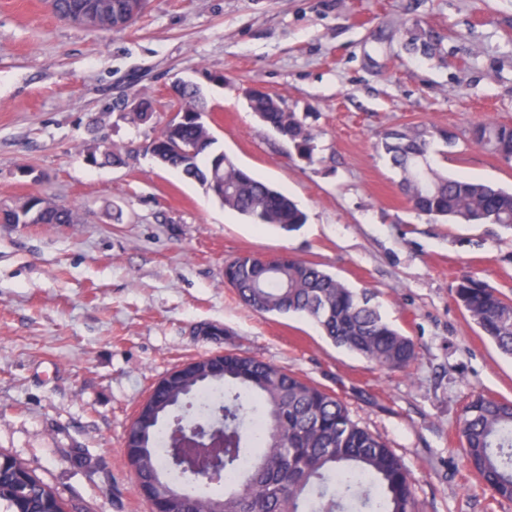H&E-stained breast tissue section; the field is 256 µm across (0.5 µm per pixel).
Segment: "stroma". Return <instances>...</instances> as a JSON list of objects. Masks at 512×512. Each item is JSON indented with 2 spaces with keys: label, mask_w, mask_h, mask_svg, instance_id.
<instances>
[{
  "label": "stroma",
  "mask_w": 512,
  "mask_h": 512,
  "mask_svg": "<svg viewBox=\"0 0 512 512\" xmlns=\"http://www.w3.org/2000/svg\"><path fill=\"white\" fill-rule=\"evenodd\" d=\"M180 78L201 85L216 149L305 212L298 231L156 164ZM253 86L302 120L312 160L250 112ZM482 121L512 124V0H145L107 32L0 0V206L40 193L78 216L0 224V453L74 512H149L123 450L137 408L177 367L234 350L335 392L412 471L421 512H512L464 467L458 433L473 393L512 400V356L453 298L465 273L512 297V230L418 215L375 148L387 127L444 129L457 145L435 142L433 166L512 188V166L468 140ZM98 144L122 164L87 162ZM284 252L366 292L416 361L380 367L225 287V260Z\"/></svg>",
  "instance_id": "obj_1"
}]
</instances>
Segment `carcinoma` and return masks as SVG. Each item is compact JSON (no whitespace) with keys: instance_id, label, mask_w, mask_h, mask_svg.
Returning <instances> with one entry per match:
<instances>
[{"instance_id":"cac0c4a2","label":"carcinoma","mask_w":512,"mask_h":512,"mask_svg":"<svg viewBox=\"0 0 512 512\" xmlns=\"http://www.w3.org/2000/svg\"><path fill=\"white\" fill-rule=\"evenodd\" d=\"M122 6L130 25L143 0H49L59 19L80 13L92 31L116 28L112 6ZM180 106L195 117L153 138V159L211 193L224 182L225 208L254 224L296 230L306 216L287 193L253 177L229 156L215 168L219 155L198 86L178 89ZM252 112L288 140L297 156H312L313 137L293 112L272 93L249 99ZM455 144L452 133L424 125L387 129L377 148L401 172L400 188L412 207L433 220L464 224H499L512 228V191L494 184L442 174L428 162L434 139ZM473 143L507 164L512 163V125L479 123ZM42 224H70L72 211L47 198L29 197L3 209L6 222L18 224L34 210ZM224 284L243 304L260 314L300 315L314 320L336 345L388 369H406L418 357L414 342L386 321L365 293H356L319 264L277 254L242 255L224 263ZM456 303L479 330L512 356V298L470 274L457 279ZM160 414L148 428L137 482L162 500L186 497L188 512H418L415 479L392 449L355 421L344 402L329 391L288 370L256 357L229 351L224 376L188 381L161 392ZM175 422L191 425L224 415L222 465L207 481L172 464V411ZM465 466L493 497L512 500V402L474 393L463 409L460 426ZM0 505L5 512H70L68 503L35 476L21 460L0 454Z\"/></svg>"}]
</instances>
